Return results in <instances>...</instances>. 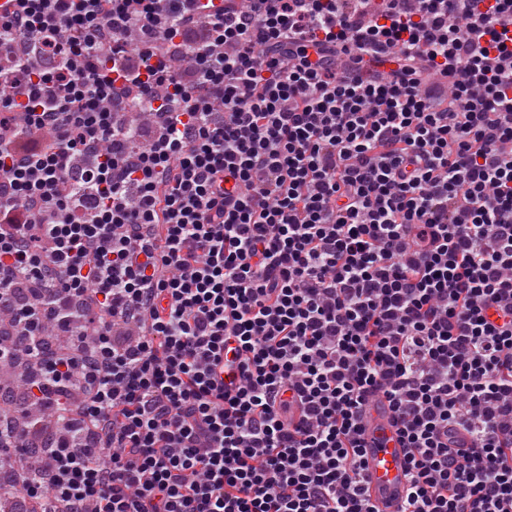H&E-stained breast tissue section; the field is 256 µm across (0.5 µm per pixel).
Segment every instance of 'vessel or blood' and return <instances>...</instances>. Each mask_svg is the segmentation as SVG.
<instances>
[{"label":"vessel or blood","instance_id":"1","mask_svg":"<svg viewBox=\"0 0 512 512\" xmlns=\"http://www.w3.org/2000/svg\"><path fill=\"white\" fill-rule=\"evenodd\" d=\"M365 476L377 512H399L407 490V456L382 407L365 420Z\"/></svg>","mask_w":512,"mask_h":512}]
</instances>
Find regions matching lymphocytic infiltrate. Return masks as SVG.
Masks as SVG:
<instances>
[{
    "instance_id": "lymphocytic-infiltrate-1",
    "label": "lymphocytic infiltrate",
    "mask_w": 512,
    "mask_h": 512,
    "mask_svg": "<svg viewBox=\"0 0 512 512\" xmlns=\"http://www.w3.org/2000/svg\"><path fill=\"white\" fill-rule=\"evenodd\" d=\"M0 46L21 512H374L376 397L401 512H512V0H12ZM384 401L366 417L365 476L370 499L379 512H398L407 490V456L383 412Z\"/></svg>"
}]
</instances>
